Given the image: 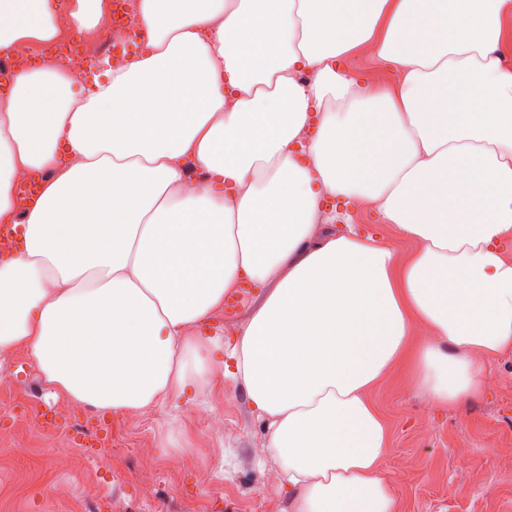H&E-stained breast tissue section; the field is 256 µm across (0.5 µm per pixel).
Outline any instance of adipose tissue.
I'll list each match as a JSON object with an SVG mask.
<instances>
[{
	"label": "adipose tissue",
	"instance_id": "adipose-tissue-1",
	"mask_svg": "<svg viewBox=\"0 0 512 512\" xmlns=\"http://www.w3.org/2000/svg\"><path fill=\"white\" fill-rule=\"evenodd\" d=\"M135 7L145 55L80 95L62 62L24 67L0 97V225L19 242L0 260V354L27 348L53 393L135 414L185 398L186 359L208 374L227 348L294 512H395L369 392L402 371L456 405L512 351V0ZM103 9L0 0V54L54 39L60 13L93 31ZM361 48L395 91L339 68ZM190 162L208 179L188 189ZM20 169L47 175L21 212ZM329 197L375 204L413 250L337 227ZM245 279L264 293L228 347L200 325Z\"/></svg>",
	"mask_w": 512,
	"mask_h": 512
}]
</instances>
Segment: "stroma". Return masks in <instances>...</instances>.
Masks as SVG:
<instances>
[{"mask_svg":"<svg viewBox=\"0 0 512 512\" xmlns=\"http://www.w3.org/2000/svg\"><path fill=\"white\" fill-rule=\"evenodd\" d=\"M18 380L0 396V512H59L52 497L66 482L72 512H208L213 497L222 512H293L280 489L282 470L269 448L242 382L225 377V356L215 352L216 372L195 400L166 402L141 414L102 416L78 406L72 419L50 425L14 426L12 408L42 409L57 398L29 353L11 352ZM482 397L456 406L434 404L405 375L387 379L370 393L391 420L389 448L380 464L392 484L398 512H512V352L491 360L482 376ZM207 410L224 418V431L208 435L199 419ZM119 430L131 455L119 458L111 477L98 478L88 464L53 468L61 452L76 454L72 431L98 418ZM153 458L164 479L154 501H141L134 487L139 458ZM212 465L209 487L195 486V473Z\"/></svg>","mask_w":512,"mask_h":512,"instance_id":"35a3bbf8","label":"stroma"}]
</instances>
